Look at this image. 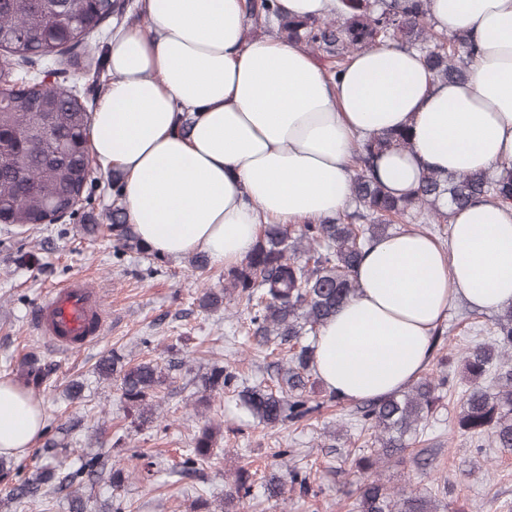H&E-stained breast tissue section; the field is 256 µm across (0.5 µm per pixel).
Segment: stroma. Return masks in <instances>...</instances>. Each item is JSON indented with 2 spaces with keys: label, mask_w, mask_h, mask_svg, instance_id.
I'll use <instances>...</instances> for the list:
<instances>
[{
  "label": "stroma",
  "mask_w": 512,
  "mask_h": 512,
  "mask_svg": "<svg viewBox=\"0 0 512 512\" xmlns=\"http://www.w3.org/2000/svg\"><path fill=\"white\" fill-rule=\"evenodd\" d=\"M79 52V65L64 69L65 82L80 88L86 99H98L105 86L92 84L82 67L106 65L107 42L90 40ZM112 201V175L95 165L83 203L72 216L39 226L27 238L0 229V376H11L32 352L55 364L52 384L41 394L40 405L46 424L81 423L68 437L67 462L110 448L117 436L126 438L122 458L129 479L117 490L105 481L87 488L92 508L109 503L120 512H194L196 500L204 498L218 512L225 485L238 468L246 467L255 474L253 495L238 512H351L363 480L355 460L365 452L367 440L351 420L353 403L324 401L311 424L299 427L258 424L229 394L217 395L210 409L200 410L194 398L196 384L213 363L231 365L246 382H265L268 363L281 360L283 354L277 349L264 358L255 356L246 333V310L200 308L206 290L223 288V268L210 264L195 271L182 260L168 262L161 273L153 274L148 259L140 255L115 259L108 230ZM87 224L98 225V232L85 233ZM21 250L32 254L31 263L15 262ZM79 275L101 290L109 328L89 348L60 354L36 333L30 314L47 291ZM494 319V313L473 310L460 300L449 308L444 321L451 330L446 349L452 354L448 371L456 389L430 418L421 438V447L433 451L431 464L423 472L409 461L381 466L377 475L386 485L446 489L456 512H512V451L497 448L488 436L472 439L456 424L461 391L467 386L461 353L473 342L486 340ZM174 342L182 347L184 365L174 384L162 389L155 422L131 428L116 385L100 382L95 364L114 348L134 363H163ZM74 379L82 380L85 390L83 399L73 402L65 387ZM208 420L223 430L214 457L196 477H183L182 455ZM275 448H289L293 454L276 459L271 455ZM284 464L310 472L315 496L301 499L289 492L277 501L267 499L265 483Z\"/></svg>",
  "instance_id": "obj_1"
}]
</instances>
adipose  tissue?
<instances>
[{
	"label": "adipose tissue",
	"instance_id": "obj_1",
	"mask_svg": "<svg viewBox=\"0 0 512 512\" xmlns=\"http://www.w3.org/2000/svg\"><path fill=\"white\" fill-rule=\"evenodd\" d=\"M140 6L143 23L109 45L112 81L87 137L102 169L123 173L127 219L160 256L229 266L261 225L336 217L357 141L388 130L409 134L375 169L396 196L430 170L512 163V0H432L434 28L477 42L462 83L435 80L419 53L393 44L355 53L329 79L303 48L249 35L241 0ZM354 278L355 294L318 329L314 373L340 400L384 399L423 375L454 301L512 305V206L472 203L444 244L414 231L377 239ZM43 427L42 408L0 378V454H25Z\"/></svg>",
	"mask_w": 512,
	"mask_h": 512
}]
</instances>
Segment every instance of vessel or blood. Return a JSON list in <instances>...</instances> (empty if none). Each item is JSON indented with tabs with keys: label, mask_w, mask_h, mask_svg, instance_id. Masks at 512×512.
<instances>
[{
	"label": "vessel or blood",
	"mask_w": 512,
	"mask_h": 512,
	"mask_svg": "<svg viewBox=\"0 0 512 512\" xmlns=\"http://www.w3.org/2000/svg\"><path fill=\"white\" fill-rule=\"evenodd\" d=\"M107 322L100 293L82 277L55 288L36 304L34 324L57 351L71 353L99 341Z\"/></svg>",
	"instance_id": "obj_1"
}]
</instances>
